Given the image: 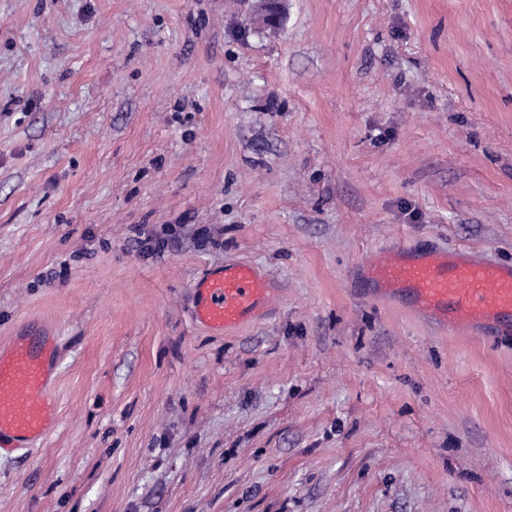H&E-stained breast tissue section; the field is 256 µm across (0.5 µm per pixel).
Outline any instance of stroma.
I'll return each mask as SVG.
<instances>
[{
    "label": "stroma",
    "instance_id": "stroma-1",
    "mask_svg": "<svg viewBox=\"0 0 512 512\" xmlns=\"http://www.w3.org/2000/svg\"><path fill=\"white\" fill-rule=\"evenodd\" d=\"M0 0V344L57 418L0 512H512V339L367 290L512 262V0ZM275 292L223 335L204 269Z\"/></svg>",
    "mask_w": 512,
    "mask_h": 512
}]
</instances>
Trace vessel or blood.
<instances>
[{
	"instance_id": "b4317fda",
	"label": "vessel or blood",
	"mask_w": 512,
	"mask_h": 512,
	"mask_svg": "<svg viewBox=\"0 0 512 512\" xmlns=\"http://www.w3.org/2000/svg\"><path fill=\"white\" fill-rule=\"evenodd\" d=\"M373 288L437 323L483 337L512 335V264L467 249L400 245L363 266ZM271 282L251 264L228 261L193 284L195 322L215 334L259 316ZM54 336L19 334L0 348V453L29 447L56 419L49 377Z\"/></svg>"
}]
</instances>
